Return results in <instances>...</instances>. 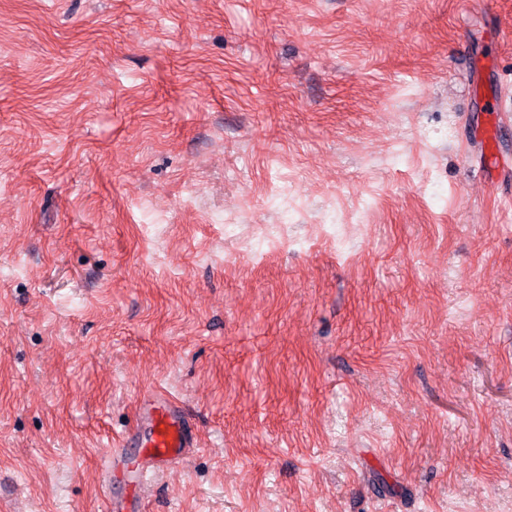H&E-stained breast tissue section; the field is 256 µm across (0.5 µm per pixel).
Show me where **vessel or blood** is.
Returning <instances> with one entry per match:
<instances>
[{
    "label": "vessel or blood",
    "mask_w": 512,
    "mask_h": 512,
    "mask_svg": "<svg viewBox=\"0 0 512 512\" xmlns=\"http://www.w3.org/2000/svg\"><path fill=\"white\" fill-rule=\"evenodd\" d=\"M141 417L150 428L148 473L156 474L169 464L183 460L194 446V436L179 406L170 398L160 396L145 400Z\"/></svg>",
    "instance_id": "b4317fda"
}]
</instances>
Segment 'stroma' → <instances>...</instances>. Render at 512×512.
<instances>
[{
    "mask_svg": "<svg viewBox=\"0 0 512 512\" xmlns=\"http://www.w3.org/2000/svg\"><path fill=\"white\" fill-rule=\"evenodd\" d=\"M505 86L512 0H0V512H512ZM141 417L150 428V437L145 443V448H149V462L142 478L183 460L190 448H194L190 425L180 407L170 398L160 396L145 400L141 406Z\"/></svg>",
    "mask_w": 512,
    "mask_h": 512,
    "instance_id": "obj_1",
    "label": "stroma"
}]
</instances>
